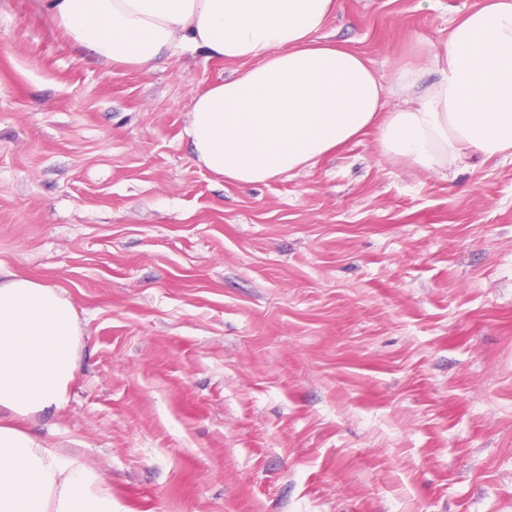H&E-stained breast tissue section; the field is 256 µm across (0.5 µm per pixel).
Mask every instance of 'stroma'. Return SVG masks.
Masks as SVG:
<instances>
[{"mask_svg": "<svg viewBox=\"0 0 512 512\" xmlns=\"http://www.w3.org/2000/svg\"><path fill=\"white\" fill-rule=\"evenodd\" d=\"M484 0H342L322 34L390 92ZM0 0V271L74 307L65 403L25 421L119 512H512V157L439 175L366 136L240 188L196 161L194 96Z\"/></svg>", "mask_w": 512, "mask_h": 512, "instance_id": "1", "label": "stroma"}]
</instances>
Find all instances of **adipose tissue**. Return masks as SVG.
I'll return each instance as SVG.
<instances>
[{
  "instance_id": "obj_1",
  "label": "adipose tissue",
  "mask_w": 512,
  "mask_h": 512,
  "mask_svg": "<svg viewBox=\"0 0 512 512\" xmlns=\"http://www.w3.org/2000/svg\"><path fill=\"white\" fill-rule=\"evenodd\" d=\"M47 20L112 65L147 73L161 55L243 62L208 86L185 134L197 162L246 187L315 164L367 133L427 172L470 155H512V0H486L432 49L438 74L416 103L384 111L370 61L322 30L340 0H42ZM72 304L54 288L0 279V512H114L77 455L17 428L60 407L78 369Z\"/></svg>"
}]
</instances>
